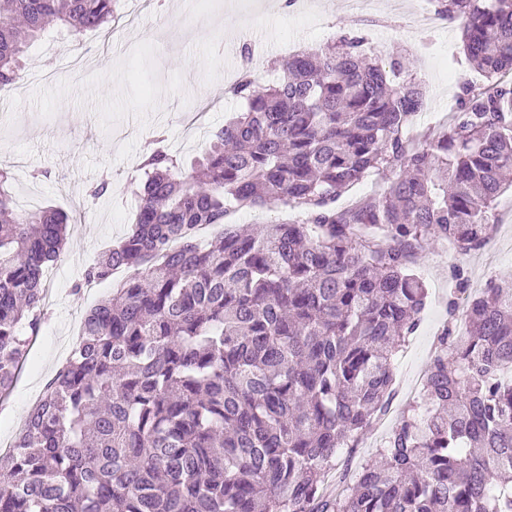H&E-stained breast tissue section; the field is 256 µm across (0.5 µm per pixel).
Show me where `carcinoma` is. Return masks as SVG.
Returning a JSON list of instances; mask_svg holds the SVG:
<instances>
[{
    "mask_svg": "<svg viewBox=\"0 0 512 512\" xmlns=\"http://www.w3.org/2000/svg\"><path fill=\"white\" fill-rule=\"evenodd\" d=\"M120 0H0V90L52 25L78 39ZM462 20L484 82L452 121L407 130L425 86L345 35L284 60L278 81L244 73L245 110L182 176L154 149L134 223L84 272L128 276L84 316L82 337L0 456V512H512V282L460 305L404 408L345 490L325 484L394 397V359L428 298L414 262L427 240L459 254L494 230L512 171V0H437ZM385 192L337 200L371 170ZM0 169V400L44 318L43 269L70 217L20 211ZM297 206L299 223L252 231L231 210ZM223 230L206 244L198 229Z\"/></svg>",
    "mask_w": 512,
    "mask_h": 512,
    "instance_id": "obj_1",
    "label": "carcinoma"
}]
</instances>
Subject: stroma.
Listing matches in <instances>:
<instances>
[{"mask_svg": "<svg viewBox=\"0 0 512 512\" xmlns=\"http://www.w3.org/2000/svg\"><path fill=\"white\" fill-rule=\"evenodd\" d=\"M351 0H296L282 12L274 0H154L152 16L130 24L139 0H121L124 20L74 41L63 29L36 41L23 60L20 80L0 92V168L15 177L16 205L35 196L75 221L61 258L46 268L50 303L30 359L6 403L0 404V446L15 438L34 402L64 364V347L75 314L86 313L112 293V281L96 293L82 289L83 274L107 244L129 229L136 201L129 182L138 177L145 147L161 140L170 154L188 162L203 154L226 119L241 111L229 88L240 74L241 33L258 38L263 64L259 82L273 80L268 61L304 49L331 45L358 33L368 51L388 58L401 52L427 90V105L413 133L448 124L462 87L478 82L462 47L461 24L445 19L415 30L403 16L432 7L433 0H375L369 13ZM100 197L90 191L100 182ZM496 231L479 250L460 255L443 242H425L415 270L429 289L422 323L395 361L396 396L350 462L332 470V488L349 484L361 464L373 461L400 410L417 396L413 382L426 370L437 333L447 320L452 265H461L473 291L490 280L512 281V188L494 204Z\"/></svg>", "mask_w": 512, "mask_h": 512, "instance_id": "stroma-1", "label": "stroma"}]
</instances>
